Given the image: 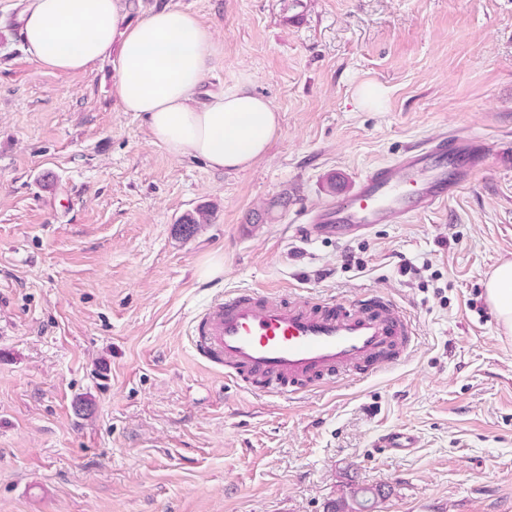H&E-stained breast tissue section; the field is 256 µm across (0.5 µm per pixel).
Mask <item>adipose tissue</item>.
<instances>
[{
	"label": "adipose tissue",
	"mask_w": 512,
	"mask_h": 512,
	"mask_svg": "<svg viewBox=\"0 0 512 512\" xmlns=\"http://www.w3.org/2000/svg\"><path fill=\"white\" fill-rule=\"evenodd\" d=\"M124 0H33L24 17L29 55L60 72H88L117 56L120 108L140 113L156 142L216 171L248 168L276 138L280 118L247 83L221 93L201 89L216 53L209 27L170 7L124 23ZM485 296L501 334L512 336V261L487 276Z\"/></svg>",
	"instance_id": "1"
}]
</instances>
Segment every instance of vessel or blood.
<instances>
[{
  "mask_svg": "<svg viewBox=\"0 0 512 512\" xmlns=\"http://www.w3.org/2000/svg\"><path fill=\"white\" fill-rule=\"evenodd\" d=\"M512 166V142H474L465 132H443L407 147L395 160L360 176L354 189L323 204L309 234L343 236L387 223L391 214L409 219L447 202L455 186L448 166L463 163L470 183L488 156ZM192 342L199 359L222 369L243 388L298 395L339 379L362 380L400 363L411 347L415 325L383 294L336 300L311 299L300 291L238 290L215 298L193 319ZM394 455L409 453L416 436L405 429L384 435Z\"/></svg>",
  "mask_w": 512,
  "mask_h": 512,
  "instance_id": "1",
  "label": "vessel or blood"
}]
</instances>
